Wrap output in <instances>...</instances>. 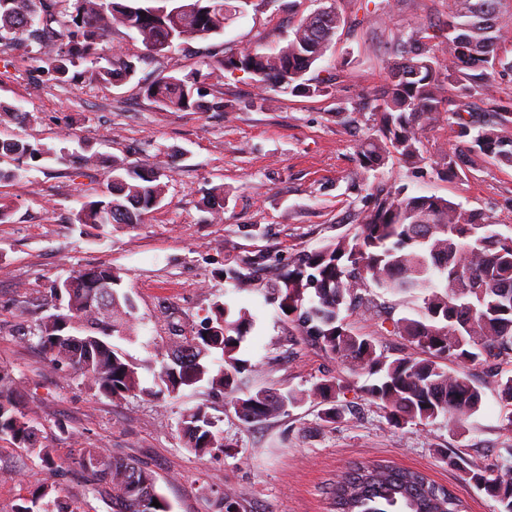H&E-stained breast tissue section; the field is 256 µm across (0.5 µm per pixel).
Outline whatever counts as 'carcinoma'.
Returning <instances> with one entry per match:
<instances>
[{
  "instance_id": "1",
  "label": "carcinoma",
  "mask_w": 512,
  "mask_h": 512,
  "mask_svg": "<svg viewBox=\"0 0 512 512\" xmlns=\"http://www.w3.org/2000/svg\"><path fill=\"white\" fill-rule=\"evenodd\" d=\"M272 0H0V49L16 41L36 47L49 80L74 84L85 74L117 85L135 71L121 49L107 47L112 30L133 32L144 47L141 60L187 50L191 42L220 34L237 8L257 9ZM299 18L275 46H243L209 56L207 65L242 72L278 93L315 97L326 93L336 77L310 75L334 44L343 25L377 23V11L348 21L335 0ZM391 82L379 96L362 95L353 111L378 117L376 134L357 143L355 177L396 157L414 172L426 168L456 175L464 154L484 155L512 167V100L504 103L488 91L512 76V0H454L439 24L397 29L391 33ZM89 62L88 72L78 67ZM147 98L165 112H222L224 99H206L195 78L161 74L146 88ZM481 96L476 111L471 99ZM441 112L455 121L458 142L433 160L425 134ZM49 150L18 139L0 140V157L16 163L0 168V181L13 179L27 161ZM149 164L112 161V176L98 199L86 200L76 214L80 224H140L162 202L167 184ZM215 218L224 214V186L207 194ZM348 233L311 253L298 256L275 285L280 309L299 335L317 342L344 362L355 376L372 383L365 393L397 425L441 420L459 427L483 404V392L468 371L470 364L495 370L500 405L512 425V236L494 229L491 216L437 196H407L377 187L369 204L355 213ZM121 279L112 269L71 270L53 288L54 303L31 335L56 367L82 376L91 388L111 399L140 390L142 368L112 343L128 339L137 328L136 308L119 293ZM403 295L418 302L412 314L392 321L393 332L417 344L423 356L390 358L371 338L353 331L347 318L370 311L365 292ZM253 325L243 308L218 301L191 337L172 341L170 362L154 373L168 393L206 382L230 397L245 423L284 414L307 400L323 406L325 420L343 410L334 404L342 390L335 378L305 393L242 392L240 375L249 366L236 357ZM185 446L199 456L224 448V431L203 406L181 415ZM40 461L30 496L12 512H80L53 481L60 467L57 449L44 439L39 422L23 405L11 371L0 366V437ZM70 464L84 474L100 497L112 498L115 512H171L152 473L116 456L109 448H87ZM448 464L469 484L495 498L502 512H512V465L491 469L471 455L448 457ZM336 512H463L461 500L424 474L389 464H364L343 473L335 485ZM160 506H153V501Z\"/></svg>"
}]
</instances>
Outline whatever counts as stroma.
<instances>
[{
	"mask_svg": "<svg viewBox=\"0 0 512 512\" xmlns=\"http://www.w3.org/2000/svg\"><path fill=\"white\" fill-rule=\"evenodd\" d=\"M452 6V0H389L380 28L341 29L332 51L318 62L320 76L340 75L336 89L317 97L281 94L273 103L249 75L209 69L207 55L274 46L296 18L316 9L315 0H297L291 14L275 5L248 11L223 33L196 40L193 52L176 50L147 61L136 35L117 28L110 42L138 64L130 79L115 86L87 78L72 85L38 82L35 54L21 48L0 54V101L22 114L0 122V139L22 138L51 150L0 183V198L11 205L0 222V366L13 373L61 458L82 448H109L133 459L155 476L172 512H224L228 490L239 496L241 512H332L337 476L366 460L421 471L451 489L468 512H500L497 500L463 481L445 460L454 452L478 454L497 466L512 448V428L486 367L470 368L484 403L462 427L393 425L363 392L364 378L301 339L271 295L295 257L354 229L362 206L352 186L355 146L372 133L373 123L363 114L357 126L343 124L337 108L363 91L387 87V30L445 20ZM161 73L197 77L209 96L223 98V111H159L144 88ZM82 150L96 161L77 170L67 157ZM116 159L158 167L167 185L161 204L140 224H78L85 197L101 194ZM368 182L486 211L499 232L512 235V168L485 156L473 157L469 171L452 177L421 176L391 161ZM217 185L224 188L219 220L204 205ZM243 262L250 265L248 292L237 291L224 274ZM95 266L117 272L136 306V337H116L112 344L137 362L151 360L170 338L192 336L220 301L254 318L238 353L252 366L241 376L243 387L305 391L335 377L344 387L338 397L344 415L324 421L320 407L307 402L247 424L228 398L213 396L203 383L173 397L144 370L141 392L111 400L81 376L55 369L28 332L51 306L49 288L58 276ZM351 324L388 356L417 352L394 334L391 321L369 314ZM197 405L218 418L231 453L201 457L186 448L181 415ZM37 464L11 439L0 438V512H12L29 494ZM57 481L80 512H112L71 467H63Z\"/></svg>",
	"mask_w": 512,
	"mask_h": 512,
	"instance_id": "obj_1",
	"label": "stroma"
}]
</instances>
